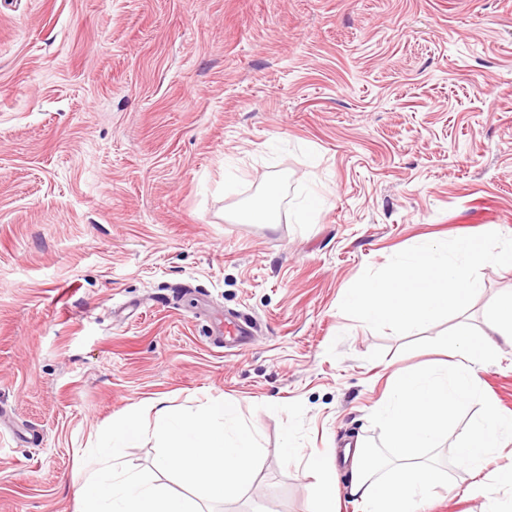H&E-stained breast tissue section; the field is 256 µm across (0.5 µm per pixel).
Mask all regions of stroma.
Listing matches in <instances>:
<instances>
[{"label": "stroma", "mask_w": 512, "mask_h": 512, "mask_svg": "<svg viewBox=\"0 0 512 512\" xmlns=\"http://www.w3.org/2000/svg\"><path fill=\"white\" fill-rule=\"evenodd\" d=\"M270 183L278 223L239 221ZM485 228L512 237V0H0V512H77L79 460L152 399L233 403L253 472L198 498L156 470L151 412L118 470L199 512H316L318 456L340 512H360L342 448L384 453L392 374L444 360L458 322L482 329L512 267L484 265L467 311L407 336L341 296L401 250ZM235 317L249 342L212 346ZM490 406L512 417V348L451 419L436 454L455 493L428 512H512L494 478L512 444L476 497L453 456Z\"/></svg>", "instance_id": "obj_1"}]
</instances>
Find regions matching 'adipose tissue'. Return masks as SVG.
Returning <instances> with one entry per match:
<instances>
[{"label":"adipose tissue","instance_id":"adipose-tissue-1","mask_svg":"<svg viewBox=\"0 0 512 512\" xmlns=\"http://www.w3.org/2000/svg\"><path fill=\"white\" fill-rule=\"evenodd\" d=\"M484 328L473 335L468 324L453 331L450 361L444 371L398 372L391 378L378 412L395 454L374 458L355 447L349 463L348 491L363 512H423L436 482V457L425 456L448 434V421L465 410L478 390V372L503 347L512 348V296L492 305ZM139 410L101 434L95 462L81 463L76 485L80 512H191L188 502L166 494L135 474L115 475L112 462L139 434ZM155 431L166 448L159 468L178 463L202 498L234 494L248 480L258 453L253 430L230 403H213L191 414L156 410ZM512 441V418L494 409L473 419L454 448L457 462L475 477L472 493L489 455Z\"/></svg>","mask_w":512,"mask_h":512}]
</instances>
